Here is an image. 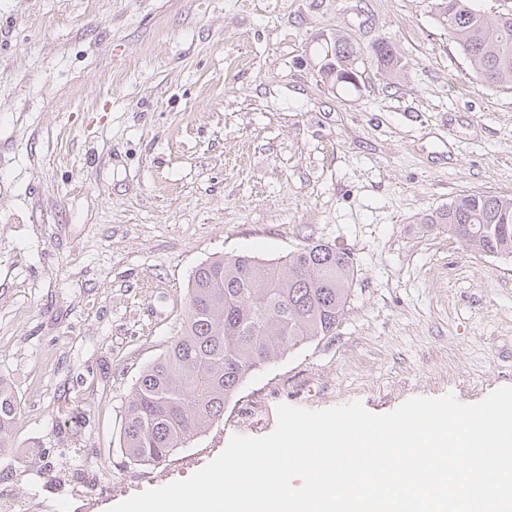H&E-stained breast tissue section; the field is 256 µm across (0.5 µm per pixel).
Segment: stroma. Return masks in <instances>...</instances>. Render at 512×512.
<instances>
[{
    "label": "stroma",
    "mask_w": 512,
    "mask_h": 512,
    "mask_svg": "<svg viewBox=\"0 0 512 512\" xmlns=\"http://www.w3.org/2000/svg\"><path fill=\"white\" fill-rule=\"evenodd\" d=\"M433 0H0V378L20 404L0 501L72 512L69 479L109 464L143 366L174 336L202 262L354 259L334 337L250 375L185 448L263 437L275 409L512 386V257L425 219L512 196V89L475 83ZM362 50L357 88L318 74ZM399 52L380 69L377 39ZM360 57V48L354 47L344 38L336 36L330 46H326L323 63L318 70L320 77L330 82L332 86H357L353 76L358 77L356 69Z\"/></svg>",
    "instance_id": "stroma-1"
}]
</instances>
